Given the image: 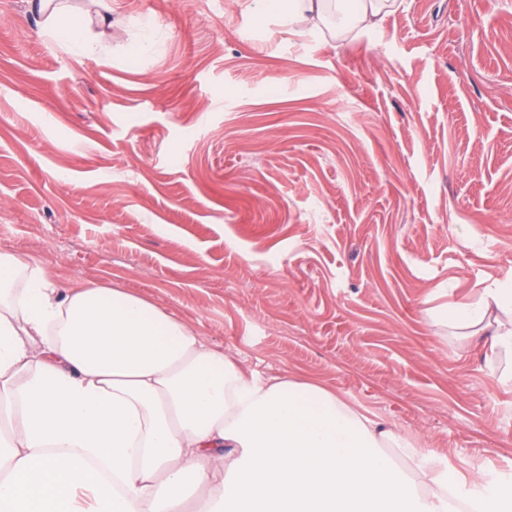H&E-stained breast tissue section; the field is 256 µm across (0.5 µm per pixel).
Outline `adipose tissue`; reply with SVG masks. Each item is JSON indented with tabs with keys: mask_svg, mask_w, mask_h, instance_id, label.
<instances>
[{
	"mask_svg": "<svg viewBox=\"0 0 512 512\" xmlns=\"http://www.w3.org/2000/svg\"><path fill=\"white\" fill-rule=\"evenodd\" d=\"M33 0L42 34L106 54L112 7ZM319 25L342 0H281ZM345 12V11H344ZM437 317L512 349V283ZM405 467H398L397 458ZM194 478L203 493L184 492ZM500 512L512 479L462 477L327 389L244 374L195 328L94 282L67 291L0 253V512Z\"/></svg>",
	"mask_w": 512,
	"mask_h": 512,
	"instance_id": "ef3b65f1",
	"label": "adipose tissue"
}]
</instances>
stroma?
I'll return each instance as SVG.
<instances>
[{"label": "stroma", "mask_w": 512, "mask_h": 512, "mask_svg": "<svg viewBox=\"0 0 512 512\" xmlns=\"http://www.w3.org/2000/svg\"><path fill=\"white\" fill-rule=\"evenodd\" d=\"M0 252L512 474V388L433 320L512 281V0H398L342 40L112 0L104 59L0 0Z\"/></svg>", "instance_id": "35a3bbf8"}]
</instances>
